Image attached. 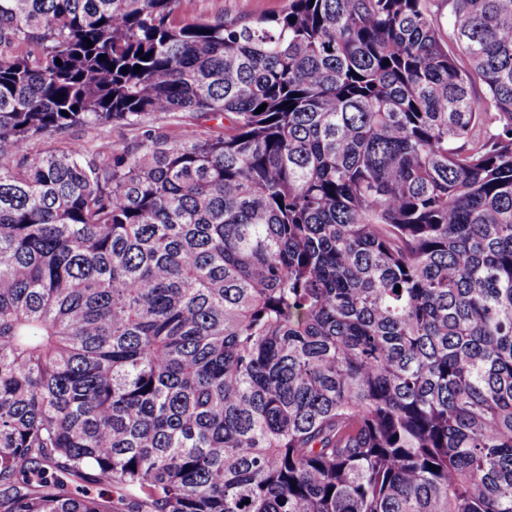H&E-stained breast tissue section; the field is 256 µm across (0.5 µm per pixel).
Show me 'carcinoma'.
Returning a JSON list of instances; mask_svg holds the SVG:
<instances>
[{
  "label": "carcinoma",
  "instance_id": "obj_1",
  "mask_svg": "<svg viewBox=\"0 0 512 512\" xmlns=\"http://www.w3.org/2000/svg\"><path fill=\"white\" fill-rule=\"evenodd\" d=\"M180 3L0 0V512H512V0ZM288 7V0H182V15L188 19L197 17L226 18L249 15L258 17L279 13ZM135 134L131 128L117 122L98 126H77L63 135L40 137L33 141L32 147L34 150L44 151L70 144H88L110 151L131 141Z\"/></svg>",
  "mask_w": 512,
  "mask_h": 512
}]
</instances>
